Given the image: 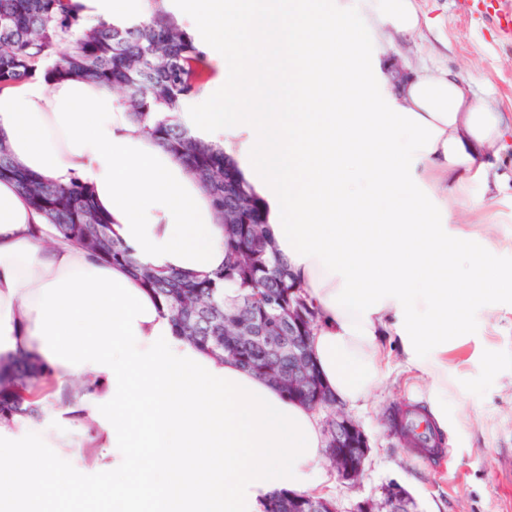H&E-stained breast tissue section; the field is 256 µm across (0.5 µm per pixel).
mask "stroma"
<instances>
[{"mask_svg": "<svg viewBox=\"0 0 512 512\" xmlns=\"http://www.w3.org/2000/svg\"><path fill=\"white\" fill-rule=\"evenodd\" d=\"M432 28L386 46L402 66L452 69L470 78L478 95L495 91L512 113V30L497 22L498 0H419ZM448 428L442 454L421 458L395 436L387 418L404 402L428 408L426 382L392 352L388 373L367 405L345 407L368 437L370 454L355 483L328 469L329 499L338 512L380 497L396 483L415 499L418 512H512V321L487 335L474 317L465 344L448 354Z\"/></svg>", "mask_w": 512, "mask_h": 512, "instance_id": "1", "label": "stroma"}]
</instances>
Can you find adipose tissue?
I'll use <instances>...</instances> for the list:
<instances>
[{
    "mask_svg": "<svg viewBox=\"0 0 512 512\" xmlns=\"http://www.w3.org/2000/svg\"><path fill=\"white\" fill-rule=\"evenodd\" d=\"M85 23L127 25L148 0H74ZM164 0L213 77L179 118L223 147L262 201L270 239L318 312L321 378L355 404L387 374L386 342L448 418V349L488 295L512 296V201L499 168L512 113L460 73L402 72L371 43L432 26L416 0ZM270 46L269 59L252 45ZM235 63L225 66V56ZM0 141L17 163L88 186L142 264L190 275L224 264L203 187L148 138L112 87L43 73L0 90ZM0 179V361L42 362L0 414V512H264L271 494L322 496L325 440L312 410L263 377L177 336L122 266L64 241Z\"/></svg>",
    "mask_w": 512,
    "mask_h": 512,
    "instance_id": "adipose-tissue-1",
    "label": "adipose tissue"
}]
</instances>
